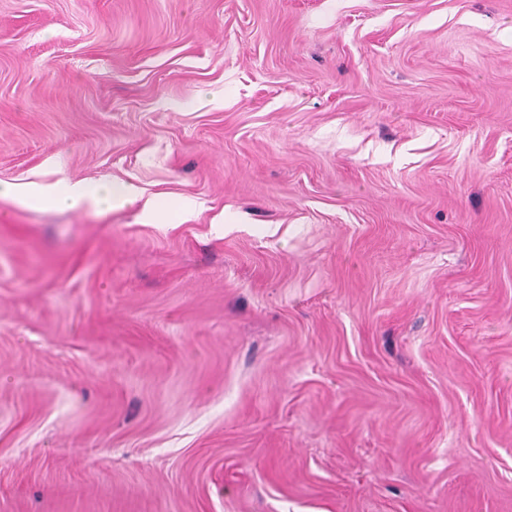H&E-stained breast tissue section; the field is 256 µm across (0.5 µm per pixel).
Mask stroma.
<instances>
[{"label":"stroma","instance_id":"obj_1","mask_svg":"<svg viewBox=\"0 0 512 512\" xmlns=\"http://www.w3.org/2000/svg\"><path fill=\"white\" fill-rule=\"evenodd\" d=\"M0 512H512V0H0ZM0 198H12L34 208L61 209L84 205L103 211L134 204L140 196L130 186L117 190L112 185L91 182L62 183L57 186L39 183L17 186L0 182ZM182 209H187L184 201L175 197H167L155 201L152 205L145 204L143 213L149 218H158L159 215L166 216L172 212L180 213Z\"/></svg>","mask_w":512,"mask_h":512}]
</instances>
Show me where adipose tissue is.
<instances>
[{"instance_id": "obj_1", "label": "adipose tissue", "mask_w": 512, "mask_h": 512, "mask_svg": "<svg viewBox=\"0 0 512 512\" xmlns=\"http://www.w3.org/2000/svg\"><path fill=\"white\" fill-rule=\"evenodd\" d=\"M0 198H11L34 208L61 209L84 205L103 211L135 203L139 194L130 186L118 190L109 185L91 182L63 183L57 186L0 183Z\"/></svg>"}]
</instances>
